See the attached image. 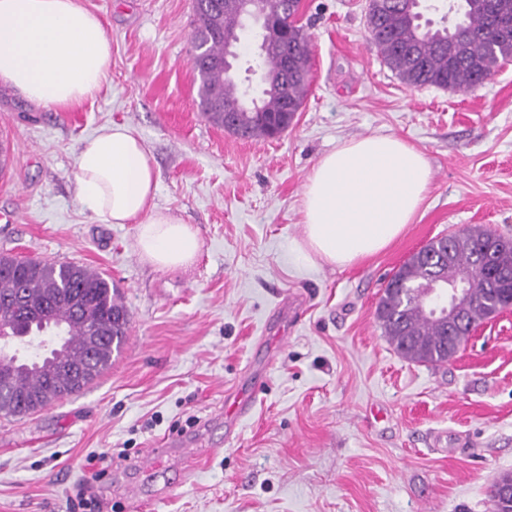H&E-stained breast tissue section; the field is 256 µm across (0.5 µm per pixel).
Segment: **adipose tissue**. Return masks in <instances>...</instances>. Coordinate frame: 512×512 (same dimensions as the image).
Masks as SVG:
<instances>
[{"label":"adipose tissue","mask_w":512,"mask_h":512,"mask_svg":"<svg viewBox=\"0 0 512 512\" xmlns=\"http://www.w3.org/2000/svg\"><path fill=\"white\" fill-rule=\"evenodd\" d=\"M111 60L100 18L80 0H0V86L33 106L93 98ZM75 167L79 204L100 223L135 225L141 258L162 269L193 262L198 235L155 205L153 158L128 125L111 123L85 139ZM430 176L424 155L399 137L341 144L318 160L305 185L299 252L346 267L382 251L411 223Z\"/></svg>","instance_id":"ef3b65f1"}]
</instances>
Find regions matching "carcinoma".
I'll list each match as a JSON object with an SVG mask.
<instances>
[{
	"label": "carcinoma",
	"mask_w": 512,
	"mask_h": 512,
	"mask_svg": "<svg viewBox=\"0 0 512 512\" xmlns=\"http://www.w3.org/2000/svg\"><path fill=\"white\" fill-rule=\"evenodd\" d=\"M499 14L485 9V0H454L452 16L441 23L421 21L431 6L413 0H369L367 24L371 42L384 62L406 85H433L470 90L512 61V0H497ZM191 61L201 63L199 103L212 123L250 140L268 139L288 127L287 108L300 106L308 93L311 47L296 21L288 23L295 44L289 72L282 55L269 50L258 107L251 108L235 75L217 66L224 55L223 28L233 27L237 14L224 10V0H197ZM493 249L495 267L512 268V239L475 227L464 237L445 235L427 244L425 257L408 259L383 287L379 323L389 344L409 361L436 365L454 355L468 338L466 330L490 315L496 306L512 304V285L500 282L483 264L482 251ZM466 280L465 327L448 329L425 315L418 288L438 278ZM130 316L112 280L77 263L0 256V326L15 336L54 329L62 336L57 356L27 366L16 351L0 355V413L23 417L78 393L112 366V353L127 340ZM488 512H512V475L491 486Z\"/></svg>",
	"instance_id": "obj_1"
}]
</instances>
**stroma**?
<instances>
[{
  "instance_id": "1",
  "label": "stroma",
  "mask_w": 512,
  "mask_h": 512,
  "mask_svg": "<svg viewBox=\"0 0 512 512\" xmlns=\"http://www.w3.org/2000/svg\"><path fill=\"white\" fill-rule=\"evenodd\" d=\"M81 2L112 43L97 95L45 110L0 88V217H14L0 220V254L109 276L128 340L82 393L0 415V512H486L489 486L512 473V309L434 367L394 352L376 308L431 239L475 226L512 238V63L465 92L411 88L369 39L368 0H302L308 95L281 137L245 140L199 107L188 0ZM112 122L150 151L158 207L197 230L189 267H154L134 225L77 202L76 153ZM369 135L424 154L418 212L350 266L301 257L316 162ZM244 398L250 413L231 420ZM184 436L204 451L193 472L130 467ZM101 453L105 473L89 481Z\"/></svg>"
}]
</instances>
